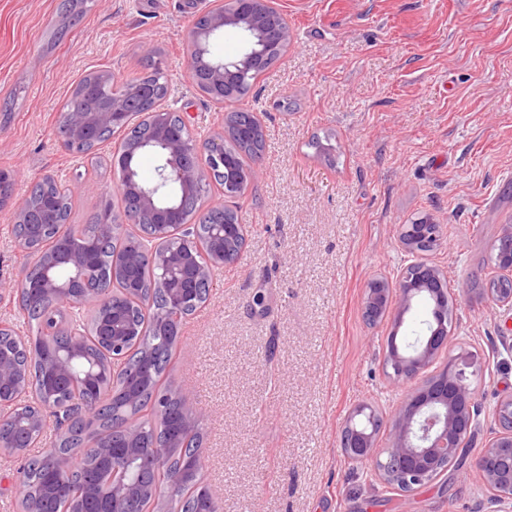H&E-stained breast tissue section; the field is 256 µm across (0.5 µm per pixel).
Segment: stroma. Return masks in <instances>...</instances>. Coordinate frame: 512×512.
Listing matches in <instances>:
<instances>
[{
  "label": "stroma",
  "instance_id": "1",
  "mask_svg": "<svg viewBox=\"0 0 512 512\" xmlns=\"http://www.w3.org/2000/svg\"><path fill=\"white\" fill-rule=\"evenodd\" d=\"M209 0H88L66 26L63 0H0V170L15 193L51 172L75 187L71 223L103 200L121 210L114 141L77 156L58 125L74 85L111 71L138 77L149 51L165 73L164 108L197 140L227 112L258 114L265 150L237 200L240 261L216 269L189 316L164 381L201 414L203 484L218 512H492L476 473L448 474L403 496L340 451L362 402L391 416L406 389L389 382L390 333L368 324L367 282L396 278L397 228L434 214L442 240L427 262L460 289L452 354H476L482 413L476 457L512 394L507 318L485 294L489 247L512 227V0H277L293 31L287 53L240 101L217 103L184 69L192 20ZM25 255L0 208V285Z\"/></svg>",
  "mask_w": 512,
  "mask_h": 512
}]
</instances>
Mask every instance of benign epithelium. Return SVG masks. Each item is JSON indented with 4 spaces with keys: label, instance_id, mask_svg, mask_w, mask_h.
<instances>
[{
    "label": "benign epithelium",
    "instance_id": "1",
    "mask_svg": "<svg viewBox=\"0 0 512 512\" xmlns=\"http://www.w3.org/2000/svg\"><path fill=\"white\" fill-rule=\"evenodd\" d=\"M227 28L243 36L244 47L233 59L214 58L209 43L224 34ZM275 38L276 46L285 51L292 40L287 16L273 5V0H212L210 8L194 20L189 34L190 45L184 67L192 79L204 74L206 88L216 101L234 102L237 75L246 69H257L265 59L267 36ZM97 85L112 86V96L91 112L66 110L59 125L61 143L98 147L102 131H122L133 125L134 118L148 127L145 137L127 140L119 158L124 168L118 187L129 209L122 216L103 210L88 225L89 238L94 241L123 240L112 262V279H124L129 269L158 265L166 271V280L181 279L186 266L195 264L197 275L206 284L212 283L214 269L229 263V256L239 259L246 241L245 225L238 217L223 224L209 225L208 236L198 237L199 223L209 208L202 204L203 186L214 172L224 175L221 191L226 197L239 196L255 171L242 174L234 148L247 138L263 134L262 124L255 118L247 124L225 120L221 131L204 142L192 136L184 114L160 107L154 84L142 76L118 81L108 70L80 81L74 91L88 94ZM148 152L158 158L154 179L147 183L136 179L131 160L138 153ZM205 158L206 166L199 164ZM57 185L52 174L35 179L29 191L18 198L14 192L0 201V208L11 207L15 224L26 233L17 239L26 261L12 292L29 288L37 280L45 295L52 300V310H71L91 306L94 343L104 353L137 351L144 329L129 327L113 316L127 307H138L149 313L152 299L142 288H125L123 295L111 296L98 288L88 294L74 289L80 280L98 275L96 261L85 244L78 243L65 254L58 253L49 237L51 225L33 223V216L45 208L48 200L42 188ZM143 218L152 241L145 247L140 239L126 237V226ZM440 241V225L431 215L398 225V247L410 261L396 279L384 276L371 279L364 290L362 313L371 324L394 315L401 326L413 304L421 301L430 307V316L414 341L397 342V333L387 340L384 366L387 378L395 385H409L401 404L392 417L384 419L377 407L364 402L349 414L341 431L343 457L352 463L368 464L379 482L402 493L432 482L457 462L470 445L479 425L480 406L475 394V380L483 374L478 356L466 353L448 355L444 368L436 373L428 369L439 356L449 351L451 324L460 299V292L450 283L447 272L422 259L427 247ZM490 252L505 255L512 270V230H507ZM60 267L74 270L66 284L59 283L55 272ZM487 296L507 312H512V289L488 288ZM201 296L184 299V289L169 294V303L152 322L156 326L180 325L188 316L189 306L200 302ZM49 314L41 318L40 338L46 348L54 351L50 364L56 378L68 390L88 392L95 404L106 405L122 395L133 402L136 394L117 388L105 364L91 356L86 342L73 337L63 348L56 347L55 329ZM54 403L45 394L44 376L0 347V451L23 456L35 447L43 430L42 411ZM498 430L474 459L490 502L498 512H512V396L500 400L497 410ZM137 416L125 424L127 443L97 449L112 463V494L100 512H169L168 499L175 494L158 488H145L139 472L145 465H156L170 453L172 445L139 439ZM389 432L391 441L378 447L381 430Z\"/></svg>",
    "mask_w": 512,
    "mask_h": 512
}]
</instances>
